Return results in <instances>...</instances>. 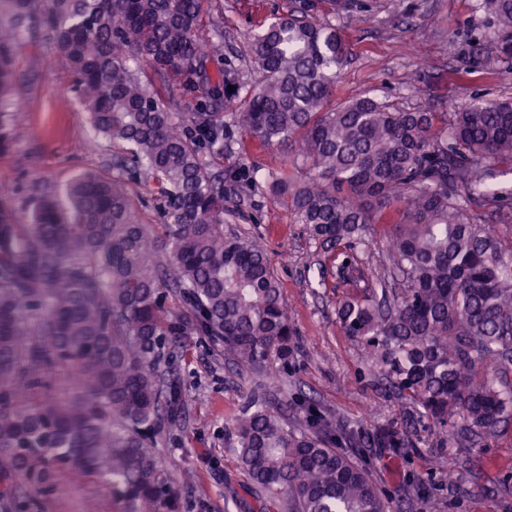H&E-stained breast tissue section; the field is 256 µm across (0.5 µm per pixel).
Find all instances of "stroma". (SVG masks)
I'll use <instances>...</instances> for the list:
<instances>
[{
	"mask_svg": "<svg viewBox=\"0 0 512 512\" xmlns=\"http://www.w3.org/2000/svg\"><path fill=\"white\" fill-rule=\"evenodd\" d=\"M363 9L332 17L352 55L336 85L344 99L371 95L399 108L454 112L474 100L512 97V73L471 67L474 44H488L477 0H362ZM285 0H211L210 16L224 33V61L245 86L261 78L248 52L257 21L282 11ZM16 99L23 128L13 152L0 154V182L26 193L38 177L63 184L74 175L112 162L106 141H92L87 112L73 90L69 63L52 43L32 46L18 62ZM25 156L19 168L17 156ZM286 165L288 151L262 147L232 120H224L225 173L236 174L226 219L230 231L252 236L268 253L297 347L287 372L255 378L189 337L179 361L186 394L174 441L159 445L160 460L186 493L188 512H281L261 501L224 426L242 410L248 392H262L283 408L289 425L302 419L294 402L309 398L327 422L371 435L375 427L412 419L411 405L374 375L364 343L346 336L337 310L351 294L305 225L293 223L244 164ZM406 453L376 455L355 450L375 482L404 512H512V421L492 439H478L461 424L418 427ZM67 491L41 494L19 508L0 502V512H120L104 480L63 474Z\"/></svg>",
	"mask_w": 512,
	"mask_h": 512,
	"instance_id": "1",
	"label": "stroma"
}]
</instances>
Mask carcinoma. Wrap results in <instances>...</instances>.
Segmentation results:
<instances>
[{
  "instance_id": "cac0c4a2",
  "label": "carcinoma",
  "mask_w": 512,
  "mask_h": 512,
  "mask_svg": "<svg viewBox=\"0 0 512 512\" xmlns=\"http://www.w3.org/2000/svg\"><path fill=\"white\" fill-rule=\"evenodd\" d=\"M209 0H0V153L19 133L16 63L51 41L68 60L92 140L112 168L57 186L37 179L19 203L0 190V497L63 490L62 472L102 478L121 512H183L159 459L185 403L177 354L188 336L255 374L284 370L296 345L279 281L250 236L224 232V113L286 168L264 187L339 260L354 295L343 332L367 344L417 422L459 420L493 436L512 417V386L487 367L512 361V98L460 112L333 97L351 49L319 14L355 0H289L250 45L261 81L246 95L220 65V34L200 36ZM493 38L487 69L512 72V0H479ZM216 66L210 73V66ZM187 87L201 93L179 111ZM151 184L155 223L127 182ZM509 229L492 235L485 213ZM377 224L393 249L383 275L358 258ZM80 374L72 397L53 384ZM412 423L368 444L409 447ZM261 492L286 512H393L370 471L341 450L351 432L305 425L252 395L224 427Z\"/></svg>"
}]
</instances>
